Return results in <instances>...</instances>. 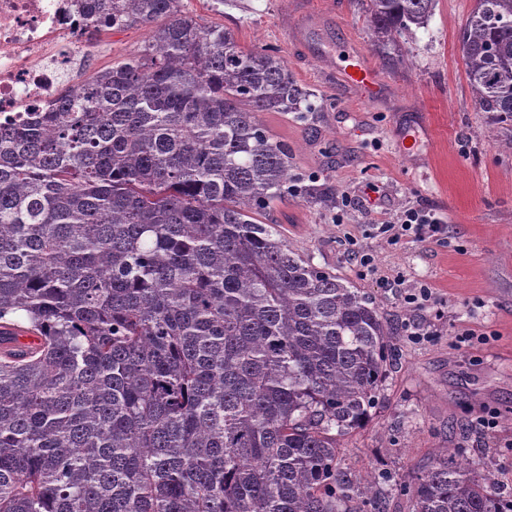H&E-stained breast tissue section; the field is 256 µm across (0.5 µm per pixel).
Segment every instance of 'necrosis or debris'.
I'll return each mask as SVG.
<instances>
[{
  "label": "necrosis or debris",
  "mask_w": 512,
  "mask_h": 512,
  "mask_svg": "<svg viewBox=\"0 0 512 512\" xmlns=\"http://www.w3.org/2000/svg\"><path fill=\"white\" fill-rule=\"evenodd\" d=\"M92 29L76 0H0V115L54 104L82 71Z\"/></svg>",
  "instance_id": "necrosis-or-debris-1"
}]
</instances>
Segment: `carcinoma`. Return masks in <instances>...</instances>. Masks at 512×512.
<instances>
[{"instance_id":"cac0c4a2","label":"carcinoma","mask_w":512,"mask_h":512,"mask_svg":"<svg viewBox=\"0 0 512 512\" xmlns=\"http://www.w3.org/2000/svg\"><path fill=\"white\" fill-rule=\"evenodd\" d=\"M376 44L436 0H362ZM139 52L0 120V512H512L448 452L359 479L341 442L380 405L393 338L361 289L266 224L297 109L286 61L181 0H84ZM458 41L474 105L512 124V0ZM32 335V350L13 346Z\"/></svg>"}]
</instances>
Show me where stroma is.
<instances>
[{
    "instance_id": "35a3bbf8",
    "label": "stroma",
    "mask_w": 512,
    "mask_h": 512,
    "mask_svg": "<svg viewBox=\"0 0 512 512\" xmlns=\"http://www.w3.org/2000/svg\"><path fill=\"white\" fill-rule=\"evenodd\" d=\"M474 5L437 0L425 27L382 51L359 0H182L184 12L223 26L241 47L276 48L307 92L306 118L259 119L287 142L296 181L335 188L336 203L284 197L268 223L296 253L362 288L393 333L398 357L381 404L345 439V464L409 482L445 448L512 488V132L472 101L458 32ZM148 37L138 27L101 34L87 71L124 61ZM354 52L374 65L379 97L342 81ZM411 207L443 220V242L382 232ZM423 285L431 301L408 303ZM414 330L424 340L411 341ZM467 332L483 343L460 346ZM482 416L495 428H480Z\"/></svg>"
}]
</instances>
